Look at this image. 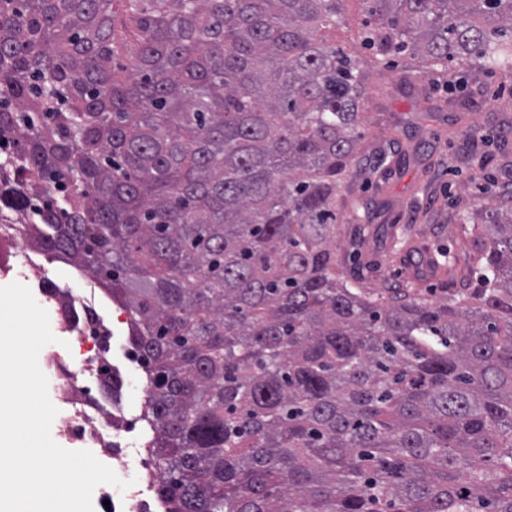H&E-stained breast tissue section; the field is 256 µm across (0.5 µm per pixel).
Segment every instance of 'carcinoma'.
Returning a JSON list of instances; mask_svg holds the SVG:
<instances>
[{"instance_id":"obj_1","label":"carcinoma","mask_w":512,"mask_h":512,"mask_svg":"<svg viewBox=\"0 0 512 512\" xmlns=\"http://www.w3.org/2000/svg\"><path fill=\"white\" fill-rule=\"evenodd\" d=\"M0 0V223L127 313L163 512H512V196L480 286L381 301L336 273L366 68L512 78V0ZM347 232L348 255L366 244ZM365 4L360 0H348L340 22L336 27L326 28L321 32V38L330 44L341 46L352 56L362 59L371 56L370 51L362 45L361 36L365 21ZM115 10L117 12L115 17V33L118 40V50L124 56H128L133 51L135 45L133 28L128 22L121 5L116 4Z\"/></svg>"}]
</instances>
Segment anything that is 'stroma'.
<instances>
[{"instance_id": "1", "label": "stroma", "mask_w": 512, "mask_h": 512, "mask_svg": "<svg viewBox=\"0 0 512 512\" xmlns=\"http://www.w3.org/2000/svg\"><path fill=\"white\" fill-rule=\"evenodd\" d=\"M364 21L362 0H346L339 23L321 36L349 55L367 58ZM405 65V58L392 57L368 69L360 108L366 145L384 147L392 171L384 182H366L375 163L366 148L356 158L348 187L371 213L369 242L360 257L374 269L371 290L400 288L432 299L449 288L479 284L475 233L458 215L475 211L486 196L512 190V138L499 133L512 118V79L457 67L442 77L421 74L408 88L402 83ZM469 124L476 132L472 139L459 134ZM444 248L450 258L440 257ZM126 319L114 305L103 314L112 332L107 359L123 380L121 406L137 421L130 441L140 449L146 442L140 420L145 400L131 387L145 379L124 355Z\"/></svg>"}]
</instances>
